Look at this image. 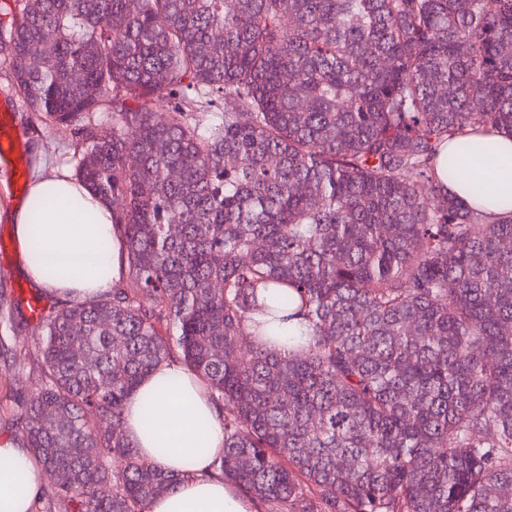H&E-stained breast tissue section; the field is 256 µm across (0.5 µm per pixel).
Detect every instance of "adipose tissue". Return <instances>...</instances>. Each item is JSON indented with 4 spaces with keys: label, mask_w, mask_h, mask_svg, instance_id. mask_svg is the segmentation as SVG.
Listing matches in <instances>:
<instances>
[{
    "label": "adipose tissue",
    "mask_w": 512,
    "mask_h": 512,
    "mask_svg": "<svg viewBox=\"0 0 512 512\" xmlns=\"http://www.w3.org/2000/svg\"><path fill=\"white\" fill-rule=\"evenodd\" d=\"M490 143L505 174L491 175L482 198L470 194L468 171L449 191L470 207L499 215L512 202V137L492 130ZM13 235L23 252L39 243L41 262L25 260L26 277L56 298L85 297L107 290L123 271L113 241L112 210L82 183L56 174H36L25 203L13 211ZM125 430L141 456L162 469L202 472L224 448V429L202 383L188 373L161 367L131 398ZM45 477L41 463L11 438H0V512H35ZM147 512H256L255 503L228 483L200 476L173 494L151 502Z\"/></svg>",
    "instance_id": "obj_1"
}]
</instances>
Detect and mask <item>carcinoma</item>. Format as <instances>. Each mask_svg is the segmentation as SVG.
Here are the masks:
<instances>
[{"instance_id": "carcinoma-1", "label": "carcinoma", "mask_w": 512, "mask_h": 512, "mask_svg": "<svg viewBox=\"0 0 512 512\" xmlns=\"http://www.w3.org/2000/svg\"><path fill=\"white\" fill-rule=\"evenodd\" d=\"M0 71L81 131L123 245L112 289L36 323L14 412L45 512L197 478L124 430L166 365L222 416L211 474L265 512H512V211L446 187L491 169L475 132L512 135V0H3Z\"/></svg>"}]
</instances>
